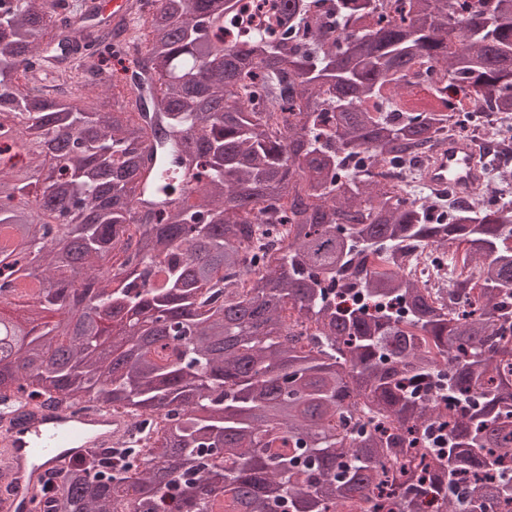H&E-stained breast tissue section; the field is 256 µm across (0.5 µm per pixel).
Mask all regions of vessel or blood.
Segmentation results:
<instances>
[{"label": "vessel or blood", "mask_w": 512, "mask_h": 512, "mask_svg": "<svg viewBox=\"0 0 512 512\" xmlns=\"http://www.w3.org/2000/svg\"><path fill=\"white\" fill-rule=\"evenodd\" d=\"M478 149L459 138L438 147L423 170L424 183L435 190L468 193L483 182ZM0 430V468L27 467L29 480L23 492L0 494V512H28L31 493L47 469L84 455L90 449L127 446L134 433L126 417L109 411L62 410L26 405L5 415Z\"/></svg>", "instance_id": "vessel-or-blood-1"}]
</instances>
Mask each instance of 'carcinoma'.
I'll return each mask as SVG.
<instances>
[{
  "mask_svg": "<svg viewBox=\"0 0 512 512\" xmlns=\"http://www.w3.org/2000/svg\"><path fill=\"white\" fill-rule=\"evenodd\" d=\"M154 2L114 25L91 0H0V402L166 421L152 455L78 459L31 512H421L422 494L495 512L512 499V187L471 208L375 169L448 134L450 85L512 115V0H279L277 28L241 43L224 27L242 0ZM73 34L147 43L127 84L139 118L80 57L59 81L91 104L29 86ZM448 243L476 284L401 272ZM378 251L392 268L368 265ZM94 302L99 323L70 332ZM289 306L317 326L307 346Z\"/></svg>",
  "mask_w": 512,
  "mask_h": 512,
  "instance_id": "obj_1",
  "label": "carcinoma"
}]
</instances>
